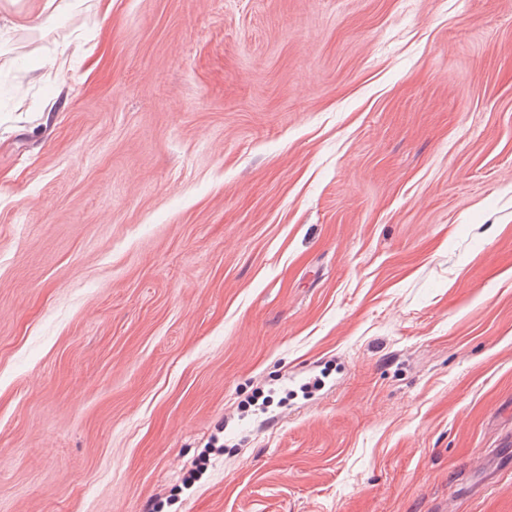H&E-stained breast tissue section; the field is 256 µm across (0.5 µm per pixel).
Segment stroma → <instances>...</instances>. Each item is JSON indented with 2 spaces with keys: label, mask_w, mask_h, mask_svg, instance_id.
Wrapping results in <instances>:
<instances>
[{
  "label": "stroma",
  "mask_w": 512,
  "mask_h": 512,
  "mask_svg": "<svg viewBox=\"0 0 512 512\" xmlns=\"http://www.w3.org/2000/svg\"><path fill=\"white\" fill-rule=\"evenodd\" d=\"M153 503L512 512V0L0 40V512Z\"/></svg>",
  "instance_id": "obj_1"
}]
</instances>
